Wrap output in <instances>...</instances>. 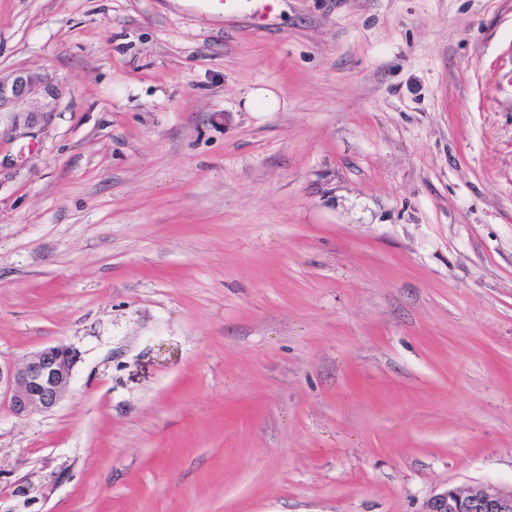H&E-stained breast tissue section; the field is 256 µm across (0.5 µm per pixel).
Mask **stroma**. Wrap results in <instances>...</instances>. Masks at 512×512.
Wrapping results in <instances>:
<instances>
[{"label": "stroma", "instance_id": "obj_1", "mask_svg": "<svg viewBox=\"0 0 512 512\" xmlns=\"http://www.w3.org/2000/svg\"><path fill=\"white\" fill-rule=\"evenodd\" d=\"M0 0V512H421L512 485V0ZM286 106L247 112L255 84ZM39 90L45 96H54L51 86H41L27 72L15 73L10 81H3L0 78V137L2 133L9 134L12 138L35 136L34 129L44 119L45 112H20L17 109L28 95ZM76 354L63 345L44 347L20 363L0 362V398L11 413L24 417L55 408L64 398Z\"/></svg>", "mask_w": 512, "mask_h": 512}]
</instances>
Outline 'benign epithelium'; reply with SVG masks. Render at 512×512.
<instances>
[{
	"instance_id": "7a95c632",
	"label": "benign epithelium",
	"mask_w": 512,
	"mask_h": 512,
	"mask_svg": "<svg viewBox=\"0 0 512 512\" xmlns=\"http://www.w3.org/2000/svg\"><path fill=\"white\" fill-rule=\"evenodd\" d=\"M38 91L54 96L51 86L39 84L24 71L9 81L0 79V127L4 133L13 138L35 136L44 113L20 112L18 107ZM75 360L71 348L54 345L27 355L17 364H0V400L17 417L52 410L65 396ZM422 512H512V487L491 482L448 487L430 497Z\"/></svg>"
}]
</instances>
